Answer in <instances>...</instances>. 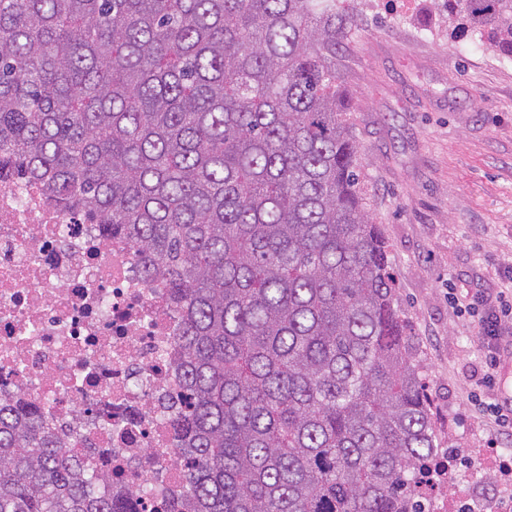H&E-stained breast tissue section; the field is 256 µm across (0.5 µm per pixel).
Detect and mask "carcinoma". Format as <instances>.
I'll use <instances>...</instances> for the list:
<instances>
[{
    "label": "carcinoma",
    "mask_w": 512,
    "mask_h": 512,
    "mask_svg": "<svg viewBox=\"0 0 512 512\" xmlns=\"http://www.w3.org/2000/svg\"><path fill=\"white\" fill-rule=\"evenodd\" d=\"M512 58V0H433ZM336 0H0V180L126 237L183 320L186 512H429L441 448L360 192ZM0 396V512H137Z\"/></svg>",
    "instance_id": "1"
}]
</instances>
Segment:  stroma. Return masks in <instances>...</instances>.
<instances>
[{"instance_id": "stroma-1", "label": "stroma", "mask_w": 512, "mask_h": 512, "mask_svg": "<svg viewBox=\"0 0 512 512\" xmlns=\"http://www.w3.org/2000/svg\"><path fill=\"white\" fill-rule=\"evenodd\" d=\"M354 7L336 51L359 143L366 211L388 245L395 303L423 368L440 442L485 466L512 448L489 414L512 401V335L485 386L479 311L512 290V59L474 34Z\"/></svg>"}]
</instances>
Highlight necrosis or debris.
I'll list each match as a JSON object with an SVG mask.
<instances>
[{
	"instance_id": "4bbe7bcc",
	"label": "necrosis or debris",
	"mask_w": 512,
	"mask_h": 512,
	"mask_svg": "<svg viewBox=\"0 0 512 512\" xmlns=\"http://www.w3.org/2000/svg\"><path fill=\"white\" fill-rule=\"evenodd\" d=\"M180 329L126 238L37 185L0 187V396L48 403L71 447L111 449L113 490H153L141 512H171L184 481Z\"/></svg>"
}]
</instances>
